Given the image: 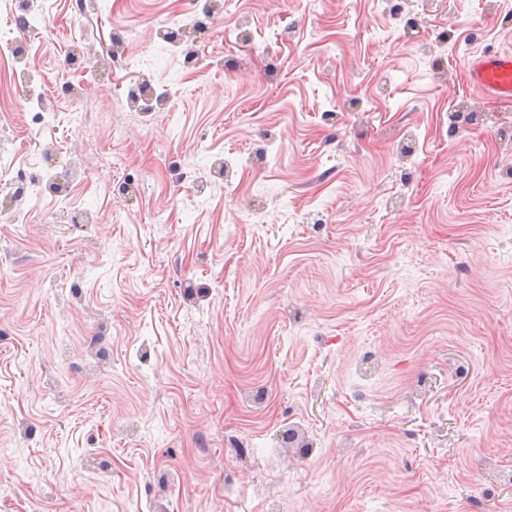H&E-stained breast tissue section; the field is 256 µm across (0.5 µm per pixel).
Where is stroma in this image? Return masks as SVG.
Listing matches in <instances>:
<instances>
[{"instance_id":"1","label":"stroma","mask_w":512,"mask_h":512,"mask_svg":"<svg viewBox=\"0 0 512 512\" xmlns=\"http://www.w3.org/2000/svg\"><path fill=\"white\" fill-rule=\"evenodd\" d=\"M38 4L13 148L81 177L19 223L0 172V512H512V101L465 72L512 0H210L202 75L171 0H96L65 74ZM184 64L199 73L207 72L213 65L211 58L201 51V48L194 44H186L182 49Z\"/></svg>"}]
</instances>
